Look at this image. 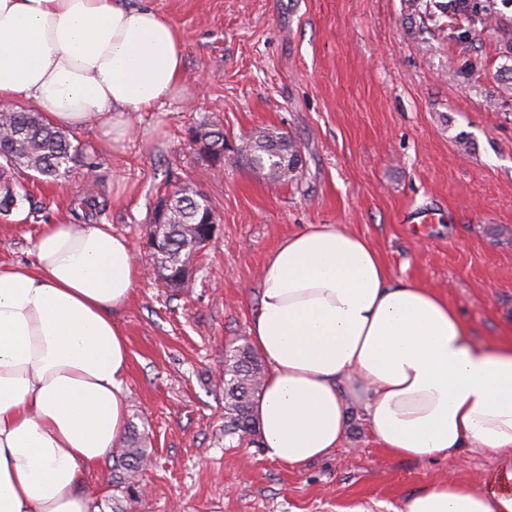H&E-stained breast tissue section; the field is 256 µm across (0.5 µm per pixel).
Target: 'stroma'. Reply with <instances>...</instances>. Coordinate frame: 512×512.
Masks as SVG:
<instances>
[{
	"label": "stroma",
	"instance_id": "35a3bbf8",
	"mask_svg": "<svg viewBox=\"0 0 512 512\" xmlns=\"http://www.w3.org/2000/svg\"><path fill=\"white\" fill-rule=\"evenodd\" d=\"M185 36V80L137 113L131 136L105 147L96 128L72 132L94 155L98 209H75L73 171L49 181L13 171L29 202L0 215V264L28 265L48 224H107L134 244L136 291L115 319L130 352L128 423L147 457L134 493L115 462L86 476L97 512H401L426 483L489 473L493 455L388 456L352 409L340 448L292 469L260 443L224 433L218 373L247 343L261 268L278 242L311 224L368 239L391 276L439 289L476 341L512 331V4L483 28L433 0H149ZM224 129V162L204 163L189 133ZM301 145L288 182L252 171L255 129ZM194 184L220 230L182 288L156 279L147 226L167 180ZM433 208L431 224L407 211Z\"/></svg>",
	"mask_w": 512,
	"mask_h": 512
}]
</instances>
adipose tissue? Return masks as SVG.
<instances>
[{"label":"adipose tissue","mask_w":512,"mask_h":512,"mask_svg":"<svg viewBox=\"0 0 512 512\" xmlns=\"http://www.w3.org/2000/svg\"><path fill=\"white\" fill-rule=\"evenodd\" d=\"M185 39L124 0H0V99L109 144L181 84ZM27 266L0 265V512H95L80 490L127 428L133 245L107 224H49ZM249 336L269 370L254 412L268 458L332 455L351 407L394 457L492 452L482 489L448 477L402 512H512V342L476 343L436 289L392 279L379 252L313 224L268 255Z\"/></svg>","instance_id":"1"}]
</instances>
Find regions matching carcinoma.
<instances>
[{"instance_id": "obj_1", "label": "carcinoma", "mask_w": 512, "mask_h": 512, "mask_svg": "<svg viewBox=\"0 0 512 512\" xmlns=\"http://www.w3.org/2000/svg\"><path fill=\"white\" fill-rule=\"evenodd\" d=\"M435 7L444 12L462 9L481 23L497 20L490 6L478 0H441ZM199 132L208 136L212 147V163L224 162V131L216 124H206ZM254 173L271 181H288L295 176L302 162L298 143L270 129L254 133L246 143ZM0 181L8 177L7 169H26L43 177H57L74 170L91 171L95 160L73 144L70 134L47 124L37 112L0 111ZM170 197L160 216L148 225L147 242L152 246L154 266L168 288L181 287L185 270L193 266L200 240L210 232L217 216L207 197L187 184H173L166 193ZM29 200L28 194L5 187L0 195V214L8 215ZM264 383V367L257 354L247 345H240L224 357V435L243 441L256 434L254 404ZM146 449L140 447L133 432L126 447L117 457L119 475L116 486L130 491Z\"/></svg>"}]
</instances>
